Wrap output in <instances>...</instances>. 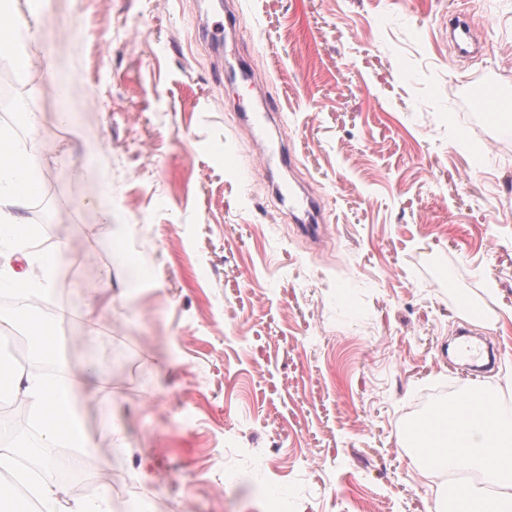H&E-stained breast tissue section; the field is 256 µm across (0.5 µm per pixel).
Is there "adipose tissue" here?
<instances>
[{
  "mask_svg": "<svg viewBox=\"0 0 512 512\" xmlns=\"http://www.w3.org/2000/svg\"><path fill=\"white\" fill-rule=\"evenodd\" d=\"M43 0H25L24 11H17L15 0H0V58L10 59L18 69L29 67V55L23 49L31 35V22L37 21ZM45 160L36 139L20 140L0 131V258H8L10 266L0 269V291L24 295L38 300L52 288L57 255L53 252L32 254L31 233L23 212L42 189ZM69 316L66 309H57L50 318L27 327L28 344L41 359H55L58 353V326ZM90 369L67 372L60 378L40 373H27L10 358L0 357V385H5L10 401L27 414L41 429L40 444L17 447L0 446V468H12L16 458H25L30 472L46 469L42 445L65 442L73 450L74 462H81L91 439L79 416L76 404L87 385ZM87 485L95 487L98 475L93 470L83 473ZM40 504L41 512H115L110 494L97 491L89 498L70 496L59 483L31 482L28 498H20L0 490V512H28V501Z\"/></svg>",
  "mask_w": 512,
  "mask_h": 512,
  "instance_id": "1",
  "label": "adipose tissue"
}]
</instances>
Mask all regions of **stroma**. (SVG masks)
I'll return each instance as SVG.
<instances>
[{"label":"stroma","mask_w":512,"mask_h":512,"mask_svg":"<svg viewBox=\"0 0 512 512\" xmlns=\"http://www.w3.org/2000/svg\"><path fill=\"white\" fill-rule=\"evenodd\" d=\"M240 3L217 41L224 0H44L14 73L39 124L0 127L48 161L49 221L24 216L68 278L45 295L70 313L59 352L101 366L80 405L92 468L144 512H429L438 480L404 421L512 381V127L475 98L512 99V0ZM457 16L478 27L469 62L448 45ZM245 62L264 92L226 77ZM247 102L276 106L265 137ZM271 141L318 235L269 194ZM117 232L133 271L114 267ZM466 299L500 323L465 322ZM464 325L492 339L493 371L455 357ZM285 192L288 193V197L292 200V210L301 214L302 217L300 219L295 215L301 224H322L325 222L320 205L314 198L294 195L287 188H285Z\"/></svg>","instance_id":"35a3bbf8"}]
</instances>
